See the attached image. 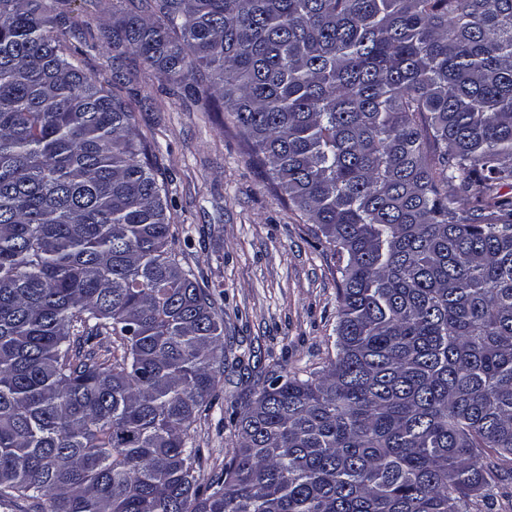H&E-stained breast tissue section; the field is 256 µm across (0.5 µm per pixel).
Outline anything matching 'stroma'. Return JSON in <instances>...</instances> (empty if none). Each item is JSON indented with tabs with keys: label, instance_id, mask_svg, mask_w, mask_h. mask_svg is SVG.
<instances>
[{
	"label": "stroma",
	"instance_id": "stroma-1",
	"mask_svg": "<svg viewBox=\"0 0 512 512\" xmlns=\"http://www.w3.org/2000/svg\"><path fill=\"white\" fill-rule=\"evenodd\" d=\"M117 0H69L67 46L84 70L135 111L171 201V243L224 311V372L209 411L191 429L206 457L201 483L220 475L228 418L257 378L249 366L320 371L336 356L338 257L256 166L243 133L223 114L128 54L114 57L97 34Z\"/></svg>",
	"mask_w": 512,
	"mask_h": 512
}]
</instances>
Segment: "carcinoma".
<instances>
[{"instance_id":"1","label":"carcinoma","mask_w":512,"mask_h":512,"mask_svg":"<svg viewBox=\"0 0 512 512\" xmlns=\"http://www.w3.org/2000/svg\"><path fill=\"white\" fill-rule=\"evenodd\" d=\"M119 2L113 52L225 112L339 255L336 357L268 371L200 484L223 311L68 0H0V507L470 512L512 458V0Z\"/></svg>"}]
</instances>
